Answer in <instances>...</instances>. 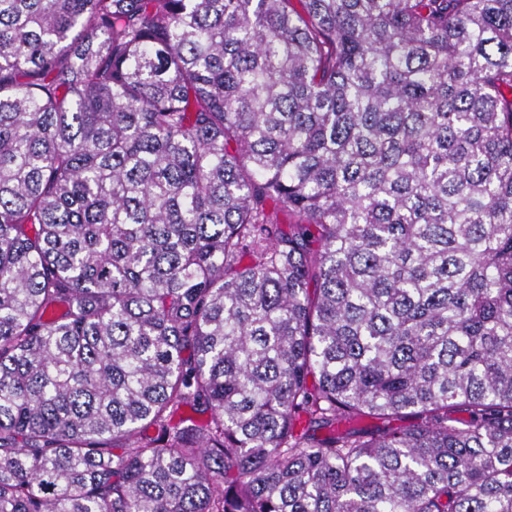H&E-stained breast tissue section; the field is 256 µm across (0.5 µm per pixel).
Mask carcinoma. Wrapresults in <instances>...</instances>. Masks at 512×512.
<instances>
[{"label": "carcinoma", "instance_id": "1", "mask_svg": "<svg viewBox=\"0 0 512 512\" xmlns=\"http://www.w3.org/2000/svg\"><path fill=\"white\" fill-rule=\"evenodd\" d=\"M0 512H512V0H0Z\"/></svg>", "mask_w": 512, "mask_h": 512}]
</instances>
